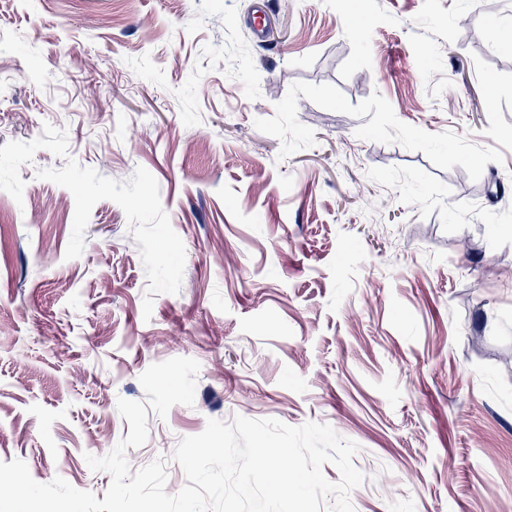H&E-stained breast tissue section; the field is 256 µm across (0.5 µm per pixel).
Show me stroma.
I'll use <instances>...</instances> for the list:
<instances>
[{
    "label": "stroma",
    "mask_w": 512,
    "mask_h": 512,
    "mask_svg": "<svg viewBox=\"0 0 512 512\" xmlns=\"http://www.w3.org/2000/svg\"><path fill=\"white\" fill-rule=\"evenodd\" d=\"M0 0V146L159 184L186 261L154 297L113 201L65 259L74 198L0 191V462L104 498L119 399L175 357L193 406L128 449L242 415L360 446L353 512H512V0ZM95 59L96 70L86 68Z\"/></svg>",
    "instance_id": "obj_1"
}]
</instances>
